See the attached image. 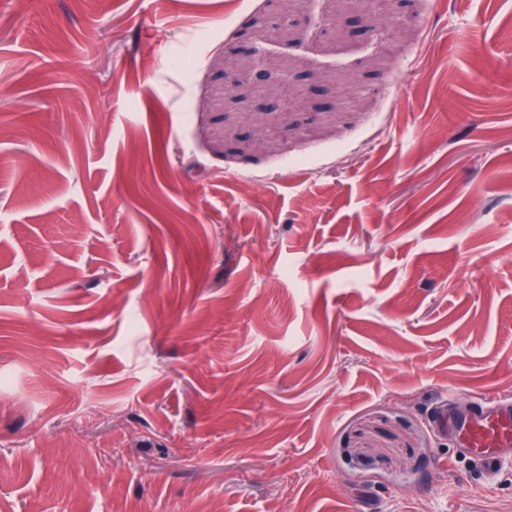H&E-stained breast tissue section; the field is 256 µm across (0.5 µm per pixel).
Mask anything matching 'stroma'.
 I'll use <instances>...</instances> for the list:
<instances>
[{
  "instance_id": "obj_1",
  "label": "stroma",
  "mask_w": 512,
  "mask_h": 512,
  "mask_svg": "<svg viewBox=\"0 0 512 512\" xmlns=\"http://www.w3.org/2000/svg\"><path fill=\"white\" fill-rule=\"evenodd\" d=\"M395 17L0 0V512H512V0ZM235 50L250 55L255 63V67L250 74L249 80L252 84L259 85L267 80L268 70L264 67L265 61L271 56L279 54L281 48L278 44L260 45L254 39L253 33L247 28L241 33L237 42L234 43ZM433 424L457 442L462 454L471 459L486 480L495 478L512 463V403L492 400L469 416L448 415L441 406Z\"/></svg>"
}]
</instances>
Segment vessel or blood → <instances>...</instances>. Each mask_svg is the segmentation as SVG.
Instances as JSON below:
<instances>
[{
    "mask_svg": "<svg viewBox=\"0 0 512 512\" xmlns=\"http://www.w3.org/2000/svg\"><path fill=\"white\" fill-rule=\"evenodd\" d=\"M433 424L454 437L462 454L479 468L484 479L495 478L512 463V403L492 400L480 411L465 417L440 408Z\"/></svg>",
    "mask_w": 512,
    "mask_h": 512,
    "instance_id": "obj_1",
    "label": "vessel or blood"
}]
</instances>
